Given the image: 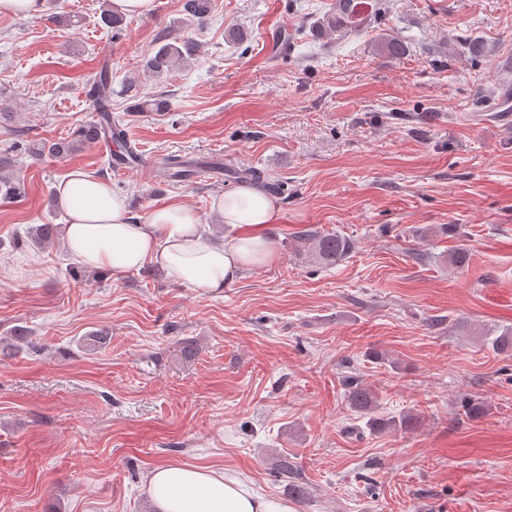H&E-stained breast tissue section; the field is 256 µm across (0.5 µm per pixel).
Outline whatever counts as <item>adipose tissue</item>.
Wrapping results in <instances>:
<instances>
[{
    "label": "adipose tissue",
    "instance_id": "1",
    "mask_svg": "<svg viewBox=\"0 0 512 512\" xmlns=\"http://www.w3.org/2000/svg\"><path fill=\"white\" fill-rule=\"evenodd\" d=\"M55 202L66 217L61 235L69 253L115 276L151 264L184 286L218 291L235 276L276 260L267 229L278 223L280 207L254 184L218 201L221 222L236 231L223 243L204 239L195 211L184 201L155 207L142 221L131 214L126 196L82 170L58 184ZM146 491L156 512H292L234 478L188 463L153 467Z\"/></svg>",
    "mask_w": 512,
    "mask_h": 512
}]
</instances>
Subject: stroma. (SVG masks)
<instances>
[{"label":"stroma","instance_id":"35a3bbf8","mask_svg":"<svg viewBox=\"0 0 512 512\" xmlns=\"http://www.w3.org/2000/svg\"><path fill=\"white\" fill-rule=\"evenodd\" d=\"M110 3L0 17V153L23 187L0 199V338L23 335L0 356V512H143L148 471L179 463L294 512H512V352L482 338L512 326V111L497 107L512 93V0H368L345 37L317 26L336 0H213L203 24L156 0L118 37L101 21ZM239 26L251 39L237 45ZM282 26L291 48L275 56ZM164 31L198 52L155 78L143 64ZM105 66L112 119L142 155L216 157L223 180L117 175L94 143L32 156L95 121L89 79ZM157 94L164 111L139 109ZM75 169L140 219L185 201L217 236V198L255 170L281 210L277 259L215 294L25 244L29 227L64 223L56 187ZM308 228L349 237L350 254L317 263ZM351 377L377 389L379 417L415 424L370 430L346 403ZM279 474L288 484V495L297 500L303 501L308 494V483L298 470L294 462L288 460V456L280 459Z\"/></svg>","mask_w":512,"mask_h":512}]
</instances>
